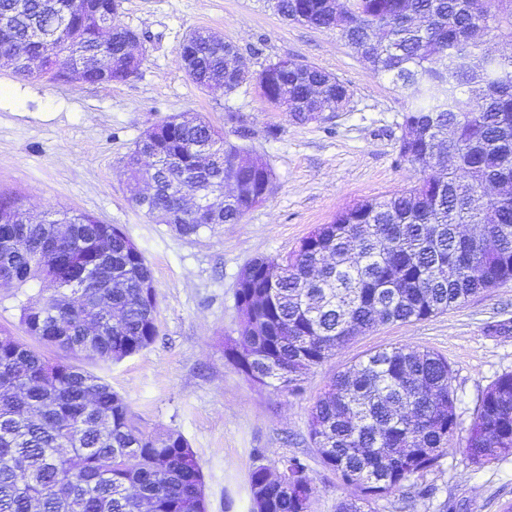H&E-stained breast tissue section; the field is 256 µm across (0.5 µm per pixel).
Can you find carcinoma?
Masks as SVG:
<instances>
[{
  "instance_id": "1",
  "label": "carcinoma",
  "mask_w": 512,
  "mask_h": 512,
  "mask_svg": "<svg viewBox=\"0 0 512 512\" xmlns=\"http://www.w3.org/2000/svg\"><path fill=\"white\" fill-rule=\"evenodd\" d=\"M120 0H0V55L15 75L38 78L52 59L125 58L121 32L102 28ZM285 19L336 33L403 98L400 161L419 173L409 188L340 211L282 258L241 271L238 337L225 356L250 381L298 389L302 376L379 322L426 320L512 280V54L488 58L483 39L512 43V0H275ZM181 53L189 79L234 94L252 85L297 123L318 106L341 112L345 82L310 64L262 66L258 82L238 49L195 29ZM248 149L200 116L173 115L148 129L123 160L150 178L135 206L177 234L236 224L274 189L264 161L233 168ZM245 194L192 215L181 193ZM474 232L463 234L460 228ZM43 246L32 252L29 243ZM87 260L95 277L53 265L49 248ZM0 280L39 286L19 301L31 337L88 360L120 362L158 336V293L144 254L114 224L56 209L32 217L0 197ZM448 360L408 345L380 349L331 378L310 413L309 437L325 466L358 494L339 512H372L436 467L459 428ZM464 454L477 468L512 455V373L482 394ZM288 479L262 465L249 478L251 512H310L315 488L305 462L281 461ZM207 512L204 477L178 432L137 425L126 399L91 373L0 335V512Z\"/></svg>"
}]
</instances>
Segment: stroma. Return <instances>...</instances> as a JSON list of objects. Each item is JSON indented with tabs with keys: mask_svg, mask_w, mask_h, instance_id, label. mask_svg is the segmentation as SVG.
I'll return each instance as SVG.
<instances>
[{
	"mask_svg": "<svg viewBox=\"0 0 512 512\" xmlns=\"http://www.w3.org/2000/svg\"><path fill=\"white\" fill-rule=\"evenodd\" d=\"M115 21L143 36V64L128 80L75 87L0 68V87L8 89L0 95V195L37 212L72 209L119 226L153 272L154 343L118 363L79 357L76 365L123 395L142 427L185 437L203 472L207 512H249L251 467L274 470L292 455L314 479L311 512H338L355 490L314 448L311 407L334 375L380 348L437 352L448 360L462 425L454 449L373 510L504 512L512 505V455L477 469L462 447L482 393L512 372V282L423 321L377 325L312 369L292 394L254 384L224 354L237 335L235 285L248 262L287 255L339 211L415 181L398 158L401 103L390 79L366 69L335 33L285 21L270 0H122ZM196 28L233 42L256 70L279 59L324 69L350 86L347 110L297 123L252 86L231 96L196 87L180 58ZM229 108L244 114L246 136L225 124ZM179 113L203 116L271 166L273 193L240 223L182 237L132 205L123 157L148 128Z\"/></svg>",
	"mask_w": 512,
	"mask_h": 512,
	"instance_id": "35a3bbf8",
	"label": "stroma"
}]
</instances>
